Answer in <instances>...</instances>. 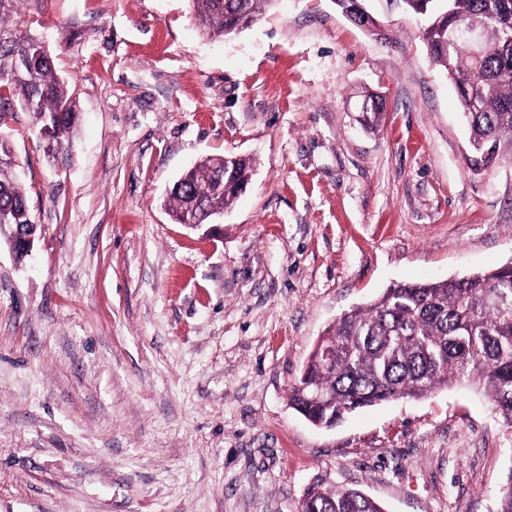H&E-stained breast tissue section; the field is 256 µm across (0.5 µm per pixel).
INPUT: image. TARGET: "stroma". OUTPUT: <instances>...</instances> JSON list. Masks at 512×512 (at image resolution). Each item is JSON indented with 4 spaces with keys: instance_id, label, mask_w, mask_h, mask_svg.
I'll list each match as a JSON object with an SVG mask.
<instances>
[{
    "instance_id": "1",
    "label": "stroma",
    "mask_w": 512,
    "mask_h": 512,
    "mask_svg": "<svg viewBox=\"0 0 512 512\" xmlns=\"http://www.w3.org/2000/svg\"><path fill=\"white\" fill-rule=\"evenodd\" d=\"M277 0L232 37L189 0H43L74 90L59 163L0 127L38 235L0 242V512H492L512 427L464 386L312 425L288 394L324 330L398 282L512 262V157L469 170L458 90L404 0ZM385 98L365 128L354 103ZM250 158L219 223L169 209L201 160ZM302 512H384L377 501L349 488H321L310 491Z\"/></svg>"
}]
</instances>
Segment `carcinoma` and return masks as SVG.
Segmentation results:
<instances>
[{"label":"carcinoma","instance_id":"obj_1","mask_svg":"<svg viewBox=\"0 0 512 512\" xmlns=\"http://www.w3.org/2000/svg\"><path fill=\"white\" fill-rule=\"evenodd\" d=\"M260 17L273 0H190L199 25L224 36L238 4ZM43 0H0V127L20 102L32 124L51 127L55 149L77 123V98L56 73L53 56L31 32L30 13ZM428 24L462 22L490 29L491 46L480 61L462 49L425 41L432 62L451 69L469 127L473 154L487 168L512 155V40L493 20L512 17V0H404ZM0 136V221L24 228L33 223L26 190ZM228 165L224 187L215 176ZM252 162L208 159L173 185L176 221L192 208L221 213L251 178ZM336 345L323 366L314 351L291 387V406L315 425L329 427L364 407L421 398L455 384L483 390L512 425V265L442 281L398 283L373 303L342 315L326 330L321 346ZM302 512H384L377 501L349 488L311 491ZM495 512H512V470Z\"/></svg>","mask_w":512,"mask_h":512}]
</instances>
